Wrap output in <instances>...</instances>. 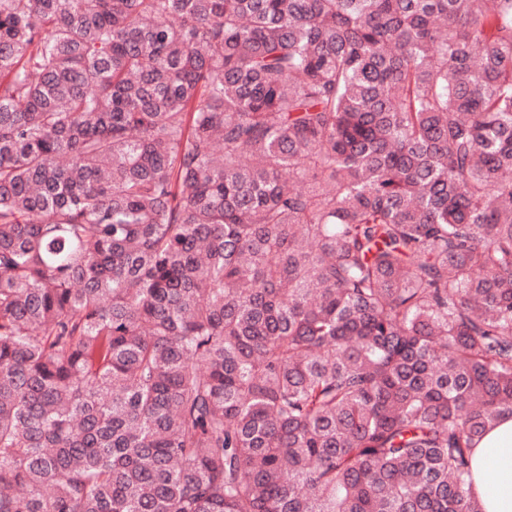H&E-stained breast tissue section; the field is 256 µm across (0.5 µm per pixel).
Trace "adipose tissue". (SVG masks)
<instances>
[{
    "label": "adipose tissue",
    "instance_id": "1",
    "mask_svg": "<svg viewBox=\"0 0 512 512\" xmlns=\"http://www.w3.org/2000/svg\"><path fill=\"white\" fill-rule=\"evenodd\" d=\"M474 492L484 512H512V418L500 422L479 442Z\"/></svg>",
    "mask_w": 512,
    "mask_h": 512
}]
</instances>
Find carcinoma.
Returning a JSON list of instances; mask_svg holds the SVG:
<instances>
[{
	"label": "carcinoma",
	"mask_w": 512,
	"mask_h": 512,
	"mask_svg": "<svg viewBox=\"0 0 512 512\" xmlns=\"http://www.w3.org/2000/svg\"><path fill=\"white\" fill-rule=\"evenodd\" d=\"M512 417V0H0V512H483ZM474 492L484 512H512V418L500 422L479 442Z\"/></svg>",
	"instance_id": "obj_1"
}]
</instances>
